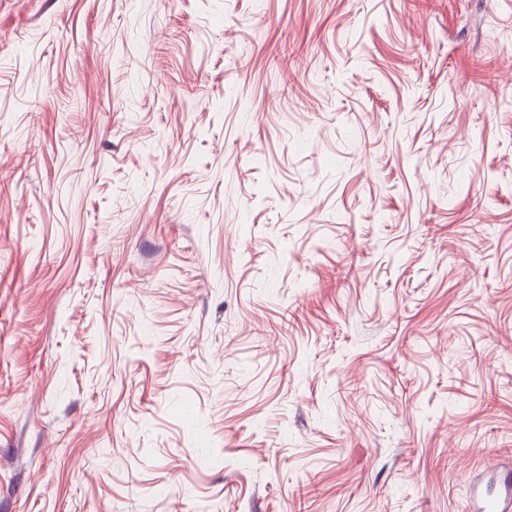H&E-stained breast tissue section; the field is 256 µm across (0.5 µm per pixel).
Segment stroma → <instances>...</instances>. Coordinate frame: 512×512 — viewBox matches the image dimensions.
<instances>
[{
	"instance_id": "obj_1",
	"label": "stroma",
	"mask_w": 512,
	"mask_h": 512,
	"mask_svg": "<svg viewBox=\"0 0 512 512\" xmlns=\"http://www.w3.org/2000/svg\"><path fill=\"white\" fill-rule=\"evenodd\" d=\"M507 464L512 0H0V512Z\"/></svg>"
}]
</instances>
